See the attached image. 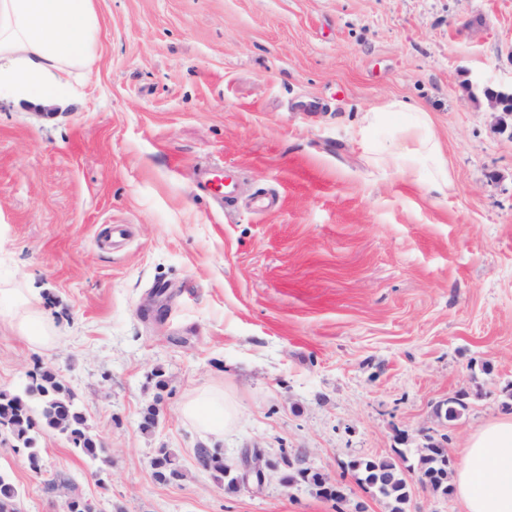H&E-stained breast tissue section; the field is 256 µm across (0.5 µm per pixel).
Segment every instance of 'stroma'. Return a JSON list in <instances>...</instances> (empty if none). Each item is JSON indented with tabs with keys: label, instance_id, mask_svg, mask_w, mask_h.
Here are the masks:
<instances>
[{
	"label": "stroma",
	"instance_id": "obj_1",
	"mask_svg": "<svg viewBox=\"0 0 512 512\" xmlns=\"http://www.w3.org/2000/svg\"><path fill=\"white\" fill-rule=\"evenodd\" d=\"M94 5L72 108L0 102V289L37 294L52 338L28 343L0 309V391L55 367L110 463L44 429L35 472L0 442L19 512L75 495L96 512H391L355 461L414 458L428 436L457 461L512 414V123L484 94L512 86V0ZM391 100L428 111L447 196L352 142ZM205 165L235 177L232 206L198 189ZM203 391L239 403L231 430L182 416ZM462 392L459 418L437 415ZM163 446L183 480L156 478ZM201 448L276 467L231 488Z\"/></svg>",
	"mask_w": 512,
	"mask_h": 512
}]
</instances>
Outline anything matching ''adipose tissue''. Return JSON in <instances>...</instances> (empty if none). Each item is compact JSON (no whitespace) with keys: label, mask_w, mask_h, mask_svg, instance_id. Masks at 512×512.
I'll return each instance as SVG.
<instances>
[{"label":"adipose tissue","mask_w":512,"mask_h":512,"mask_svg":"<svg viewBox=\"0 0 512 512\" xmlns=\"http://www.w3.org/2000/svg\"><path fill=\"white\" fill-rule=\"evenodd\" d=\"M96 28L93 0H0V100L66 109L69 76L89 63ZM352 138L363 151H379L385 168L413 172L427 193L453 186L423 110L390 101L367 111ZM182 413L218 433L235 423L239 408L230 397L203 392ZM453 485L463 512H512V415L469 437Z\"/></svg>","instance_id":"obj_1"}]
</instances>
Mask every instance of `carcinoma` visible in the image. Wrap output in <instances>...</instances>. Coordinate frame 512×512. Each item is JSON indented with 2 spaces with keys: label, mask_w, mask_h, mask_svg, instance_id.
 Masks as SVG:
<instances>
[{
  "label": "carcinoma",
  "mask_w": 512,
  "mask_h": 512,
  "mask_svg": "<svg viewBox=\"0 0 512 512\" xmlns=\"http://www.w3.org/2000/svg\"><path fill=\"white\" fill-rule=\"evenodd\" d=\"M30 381L23 392L10 394L0 391V431L9 435L17 447L28 450V458L34 470H39L36 421L30 414L28 403L39 407L43 425L68 436L77 451L95 460L101 448L98 441L85 427L83 414L75 407L73 397L57 371L45 366L29 374ZM416 471L427 478V484L436 492L451 493L450 475L452 461L443 448L416 449ZM197 456L203 467L226 478L228 486L236 485V478L224 465L223 456L215 449L199 448ZM155 476L164 482L184 479V473L176 463L169 448H158L151 460ZM363 475V481L375 488L383 497L392 500V512H404L408 501L407 482L404 472L389 460L367 459L354 463ZM18 492L8 476L0 473V512H16Z\"/></svg>",
  "instance_id": "obj_1"
}]
</instances>
